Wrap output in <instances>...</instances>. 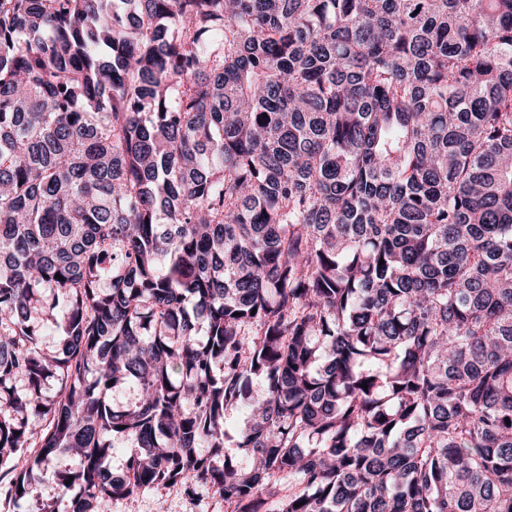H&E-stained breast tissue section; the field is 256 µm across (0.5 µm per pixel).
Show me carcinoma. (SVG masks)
I'll list each match as a JSON object with an SVG mask.
<instances>
[{"mask_svg":"<svg viewBox=\"0 0 512 512\" xmlns=\"http://www.w3.org/2000/svg\"><path fill=\"white\" fill-rule=\"evenodd\" d=\"M22 448L24 512H512V0H0ZM97 512H225L224 499L209 485L198 483L192 495L179 486L153 489L129 498H105Z\"/></svg>","mask_w":512,"mask_h":512,"instance_id":"obj_1","label":"carcinoma"}]
</instances>
